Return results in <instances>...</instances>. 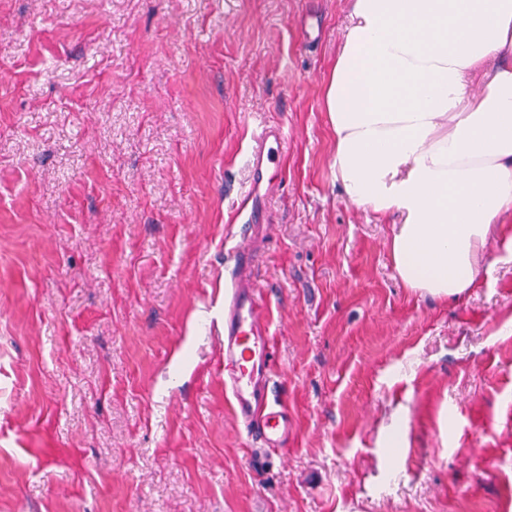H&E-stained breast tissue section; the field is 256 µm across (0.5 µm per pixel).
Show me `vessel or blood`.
I'll use <instances>...</instances> for the list:
<instances>
[{
  "label": "vessel or blood",
  "instance_id": "vessel-or-blood-1",
  "mask_svg": "<svg viewBox=\"0 0 512 512\" xmlns=\"http://www.w3.org/2000/svg\"><path fill=\"white\" fill-rule=\"evenodd\" d=\"M285 146L280 127H265L250 150V180L231 221L240 238L266 221L264 197L267 172ZM254 253L237 248L224 265V391L232 398L233 413L248 438L263 448L288 446L290 419L275 392V350L269 338L265 301L253 280Z\"/></svg>",
  "mask_w": 512,
  "mask_h": 512
}]
</instances>
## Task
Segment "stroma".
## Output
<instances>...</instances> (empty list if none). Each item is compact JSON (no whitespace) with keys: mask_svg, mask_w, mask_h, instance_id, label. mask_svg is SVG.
Wrapping results in <instances>:
<instances>
[{"mask_svg":"<svg viewBox=\"0 0 512 512\" xmlns=\"http://www.w3.org/2000/svg\"><path fill=\"white\" fill-rule=\"evenodd\" d=\"M350 0H0V512H512V255L405 287L332 168ZM253 245L288 448L224 395L228 216ZM285 143V134L280 127L266 126L251 147L250 180L248 186L240 191V204L229 221V224H239L238 234L246 243L251 242L248 235L255 225L269 222V215L264 210V197L269 184L266 175L284 151Z\"/></svg>","mask_w":512,"mask_h":512,"instance_id":"35a3bbf8","label":"stroma"}]
</instances>
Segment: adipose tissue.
<instances>
[{"label":"adipose tissue","mask_w":512,"mask_h":512,"mask_svg":"<svg viewBox=\"0 0 512 512\" xmlns=\"http://www.w3.org/2000/svg\"><path fill=\"white\" fill-rule=\"evenodd\" d=\"M324 106L336 179L393 218L404 285L473 287L512 222V0H353Z\"/></svg>","instance_id":"ef3b65f1"}]
</instances>
